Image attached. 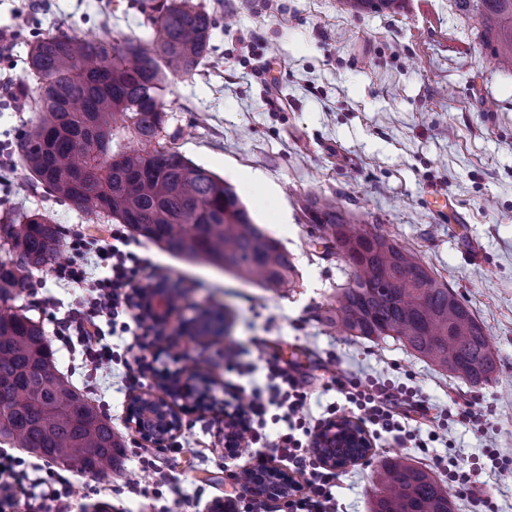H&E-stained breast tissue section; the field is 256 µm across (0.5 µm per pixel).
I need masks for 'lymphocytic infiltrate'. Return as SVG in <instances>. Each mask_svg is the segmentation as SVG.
<instances>
[{
    "mask_svg": "<svg viewBox=\"0 0 512 512\" xmlns=\"http://www.w3.org/2000/svg\"><path fill=\"white\" fill-rule=\"evenodd\" d=\"M126 242L125 233L114 227L97 234L75 232L69 241L73 261L54 269L56 279L85 288L78 310L61 318L60 333L80 343L81 367L92 379L112 371L116 354L108 337L128 331L127 319L133 307L128 289L139 269L147 265L145 259L126 250ZM264 368L268 386L252 390L243 412V429L249 435L258 472H265L268 462L278 459L302 476V485L283 496L280 512H342L332 492L336 472L310 450L317 424L304 414L308 392L278 361H266ZM332 384L341 400L328 406V415L352 414L373 440L391 439L422 449L440 441L438 425H429L424 432L418 427L431 406L414 388L388 379L364 382L343 375L334 377ZM273 408L282 410V418L288 424L287 431L274 437L266 432V416ZM432 464L447 478L449 491L470 502L471 512H495L491 498L477 488L473 473L466 470L463 460L437 454Z\"/></svg>",
    "mask_w": 512,
    "mask_h": 512,
    "instance_id": "obj_1",
    "label": "lymphocytic infiltrate"
}]
</instances>
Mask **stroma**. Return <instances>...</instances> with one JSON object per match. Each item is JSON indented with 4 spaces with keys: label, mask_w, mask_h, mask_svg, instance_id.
<instances>
[{
    "label": "stroma",
    "mask_w": 512,
    "mask_h": 512,
    "mask_svg": "<svg viewBox=\"0 0 512 512\" xmlns=\"http://www.w3.org/2000/svg\"><path fill=\"white\" fill-rule=\"evenodd\" d=\"M170 0H0V28L14 34L0 75L28 80L31 36L65 32L150 40L151 18ZM214 19L211 51L192 76L163 92L165 144L230 184L251 217L292 255L297 279L280 292L244 282L203 263L173 257L130 236L132 252L151 258L153 274L188 288L169 320L145 312L114 337L143 360L145 378L129 389L121 366L97 386L54 334L55 320L76 306L75 290L51 271L35 270L7 302L39 323L57 367L101 413L124 444L121 475H94L15 449L30 478L61 473L72 483L73 512H210L213 502L250 497L230 472L251 466L252 452L224 449V425L238 420L263 372L227 373L224 344L243 362L279 359L309 393L307 415L323 418L336 398L331 379L347 373L421 389L436 407L469 402L486 412L481 428L449 419L447 438L475 460L481 487L498 512H512V479L492 461L512 462V72L494 68L480 45V25L452 0H402L399 10L356 13L341 0H195ZM33 99L16 109L0 98V222L9 212L39 211L64 230L86 221L74 205L38 192L15 149L33 116ZM446 199L440 212L433 196ZM332 198L354 221L377 225L414 248L483 324L499 354L496 381L468 389L395 341L376 344L337 334L319 317L348 278L344 261L310 246L307 200ZM150 274V275H153ZM141 274L137 285L150 277ZM228 310L227 336L177 339L181 319L198 308ZM206 374L202 408L181 407L174 437L183 445L147 444L128 420L134 393H160L170 374ZM490 448L495 458L482 456ZM431 468L429 452L395 444L371 447L365 461L340 471L336 493L348 512H370L375 472L388 459Z\"/></svg>",
    "instance_id": "stroma-1"
}]
</instances>
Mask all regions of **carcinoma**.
<instances>
[{"instance_id": "cac0c4a2", "label": "carcinoma", "mask_w": 512, "mask_h": 512, "mask_svg": "<svg viewBox=\"0 0 512 512\" xmlns=\"http://www.w3.org/2000/svg\"><path fill=\"white\" fill-rule=\"evenodd\" d=\"M478 19L480 41L512 71V0H453ZM354 12L394 10L398 0H345ZM153 38L86 40L64 33L31 42L36 116L17 141L31 186L69 202L88 220L111 218L175 257L203 260L269 290L292 286L291 254L254 224L234 189L162 143V92L191 76L209 52L212 16L171 0L152 17ZM141 147L113 150L117 132ZM312 244L350 269L323 320L352 338H391L472 388L496 379L499 357L483 325L418 255L355 223L326 199L307 207ZM62 230L31 212L1 224L9 257L0 262V301L52 264ZM225 313L197 318L201 336H220ZM0 437L49 461L94 474L116 470L123 452L112 420L57 371L41 326L0 309ZM371 512H452L450 496L426 470L386 460L376 471Z\"/></svg>"}]
</instances>
